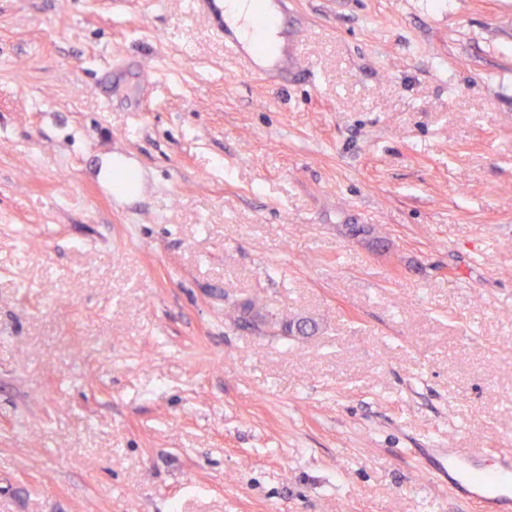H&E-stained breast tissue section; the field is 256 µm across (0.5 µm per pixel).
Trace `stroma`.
<instances>
[{"label": "stroma", "mask_w": 512, "mask_h": 512, "mask_svg": "<svg viewBox=\"0 0 512 512\" xmlns=\"http://www.w3.org/2000/svg\"><path fill=\"white\" fill-rule=\"evenodd\" d=\"M287 26L282 86L186 0H0V512H478L448 450L512 459V0Z\"/></svg>", "instance_id": "1"}]
</instances>
